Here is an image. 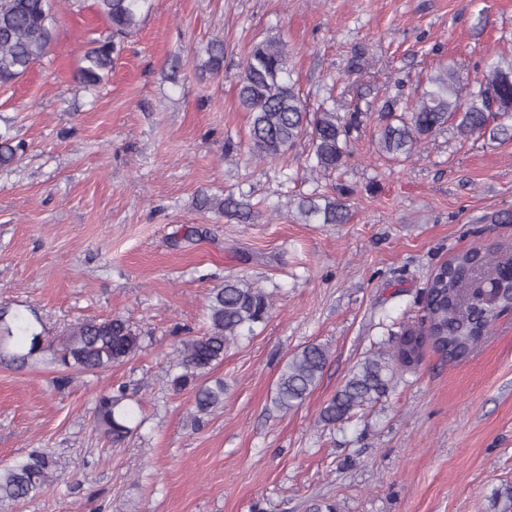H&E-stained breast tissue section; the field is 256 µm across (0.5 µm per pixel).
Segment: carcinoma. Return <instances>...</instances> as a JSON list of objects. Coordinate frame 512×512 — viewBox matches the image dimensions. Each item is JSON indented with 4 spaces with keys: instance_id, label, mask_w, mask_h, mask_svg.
<instances>
[{
    "instance_id": "1",
    "label": "carcinoma",
    "mask_w": 512,
    "mask_h": 512,
    "mask_svg": "<svg viewBox=\"0 0 512 512\" xmlns=\"http://www.w3.org/2000/svg\"><path fill=\"white\" fill-rule=\"evenodd\" d=\"M97 12L108 22L109 33L84 55L77 79L97 86L112 70L120 52V39L135 32L151 8V0H95ZM56 40L54 0H0V83H11L47 53ZM203 71L218 74L224 68V40H211L205 50ZM238 103L249 113L248 145L262 160H278L306 138L310 150L306 163L316 173H331L351 156L352 133L368 118L355 109L341 117L334 109L307 111L292 78L285 44L276 40L253 46L243 62L237 84ZM385 123L379 128L381 150L395 157L411 155L417 145L450 125L462 138L486 137L512 140V63L486 64V73L467 84L446 67L428 77L421 93L411 103L398 106L388 99ZM21 145L0 133V168L15 163ZM200 210L215 211L235 219H248L253 206L245 196L197 198ZM299 217L308 223L343 224L346 206L334 195L312 194L297 203ZM512 252L471 249L441 265L428 280L422 299L421 323L408 327L387 348L354 365L344 384L321 410L326 426L349 419L364 406L388 396L400 373L421 360L430 346L450 363L467 358L506 309H512ZM272 296L243 278H228L210 289L205 328L178 340L174 347L167 385L175 393L192 391L191 423L224 407V381L209 374L224 361V349L251 334L272 310ZM140 349V336L120 316L85 319L73 324L63 344L55 348L44 331L33 329L20 312L0 306V361L21 366L47 353V362L61 373L59 381L70 382L72 374L105 373L133 357ZM329 351L317 343L307 344L285 360L272 400L280 411L299 406L320 383ZM126 386L102 394L94 413L98 427L112 443L131 435L135 408L129 404ZM57 460L48 449L32 450L8 465L0 466V507L13 506L40 496L57 477ZM495 512H512V487L491 495Z\"/></svg>"
}]
</instances>
